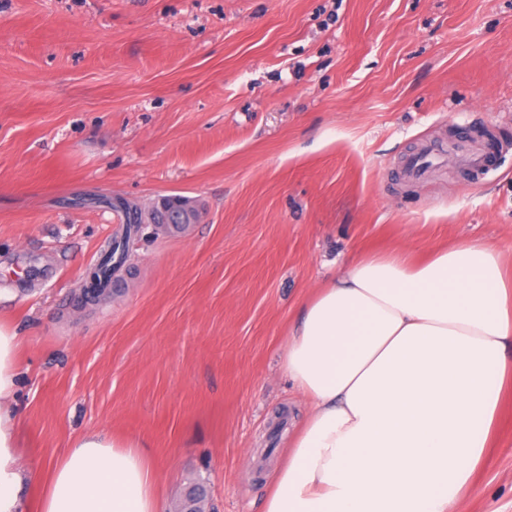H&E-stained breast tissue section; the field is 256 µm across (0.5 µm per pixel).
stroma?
<instances>
[{
  "instance_id": "obj_1",
  "label": "stroma",
  "mask_w": 512,
  "mask_h": 512,
  "mask_svg": "<svg viewBox=\"0 0 512 512\" xmlns=\"http://www.w3.org/2000/svg\"><path fill=\"white\" fill-rule=\"evenodd\" d=\"M474 128L496 150L462 178ZM440 163L406 181L404 160ZM194 223L124 235L102 196ZM111 295L80 290L110 240ZM512 260V0H0V323L25 468L135 439L164 512H262L307 406L280 347L360 253ZM462 512H512V408Z\"/></svg>"
}]
</instances>
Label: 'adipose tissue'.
Wrapping results in <instances>:
<instances>
[{
	"mask_svg": "<svg viewBox=\"0 0 512 512\" xmlns=\"http://www.w3.org/2000/svg\"><path fill=\"white\" fill-rule=\"evenodd\" d=\"M20 339L0 324V512H27L17 416ZM281 365L308 415L263 512H457L512 396V274L460 239L422 259L369 253L300 307ZM36 512H162L132 440L90 434L47 462Z\"/></svg>",
	"mask_w": 512,
	"mask_h": 512,
	"instance_id": "obj_1",
	"label": "adipose tissue"
}]
</instances>
